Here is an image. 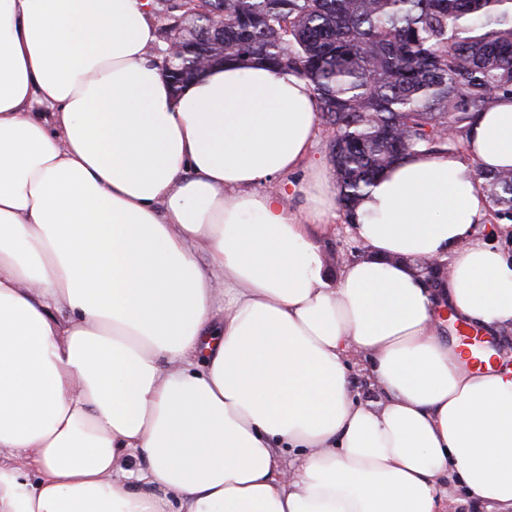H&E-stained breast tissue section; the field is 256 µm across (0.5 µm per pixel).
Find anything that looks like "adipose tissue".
I'll use <instances>...</instances> for the list:
<instances>
[{
  "label": "adipose tissue",
  "mask_w": 512,
  "mask_h": 512,
  "mask_svg": "<svg viewBox=\"0 0 512 512\" xmlns=\"http://www.w3.org/2000/svg\"><path fill=\"white\" fill-rule=\"evenodd\" d=\"M154 42L148 0H0V512H443L454 478L512 512V368L442 336L512 328L476 235L512 99L385 170L334 273L309 82L176 92Z\"/></svg>",
  "instance_id": "adipose-tissue-1"
}]
</instances>
